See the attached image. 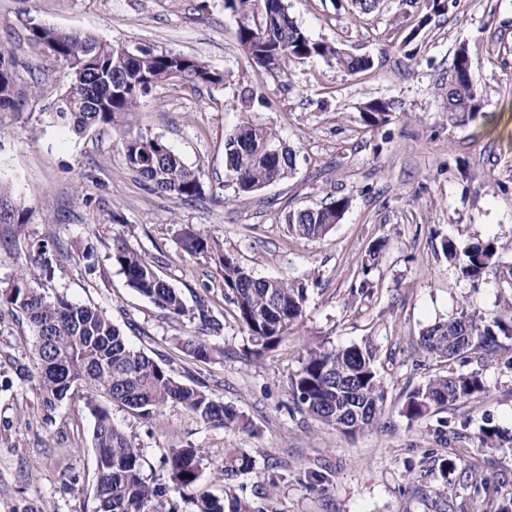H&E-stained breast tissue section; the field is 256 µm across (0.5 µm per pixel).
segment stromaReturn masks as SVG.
Returning a JSON list of instances; mask_svg holds the SVG:
<instances>
[{
    "label": "stroma",
    "instance_id": "1",
    "mask_svg": "<svg viewBox=\"0 0 512 512\" xmlns=\"http://www.w3.org/2000/svg\"><path fill=\"white\" fill-rule=\"evenodd\" d=\"M288 2L312 39L368 56L372 68L350 75L317 57L269 73L241 51L224 0H0V48L16 62L17 86L40 85L23 111L0 110V186L30 216L0 224V284L29 262L34 241L53 242L49 292L100 307L134 349L245 415L247 429H226L179 406L150 419L110 406L113 425L146 459L148 480L162 479L169 449L191 444L204 451L201 487L223 496L224 452L241 448L254 467L233 485L265 512H484L475 482L512 494V439L497 448L478 440L488 423L512 436V339L501 354L463 364L423 352L420 333L460 307L503 314L512 300L492 281L461 278L441 250L446 239L492 238L512 261V0H456L441 15L429 14L426 0H381L367 15L332 0ZM32 21L195 56L223 72L224 84L166 83L138 111L78 133L50 115L67 70L30 39ZM462 47L484 93L475 118L456 125L448 67ZM246 87L248 109L239 101ZM374 99L392 104L386 125L361 117ZM247 122L273 127L296 167L242 197L224 166V140ZM128 131L163 136L200 169L201 196L184 202L150 190L127 164ZM342 196L349 207L327 234L289 233L290 211ZM188 228L218 237L255 277L308 283L303 317L277 347L254 355L215 266L181 249ZM116 236L156 257L187 306L209 302L223 324L205 337L209 361L179 349L195 323L167 316L113 267ZM381 237L374 294L355 298L351 285ZM33 341L23 317H0V512H97L95 419L77 394L44 419ZM366 342L378 352L385 401L376 424L351 436L301 411L289 378L308 348ZM451 371L479 373L486 389L444 411L442 436L435 415L411 420L403 406L426 379ZM447 459L456 472L445 479Z\"/></svg>",
    "mask_w": 512,
    "mask_h": 512
}]
</instances>
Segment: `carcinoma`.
Returning a JSON list of instances; mask_svg holds the SVG:
<instances>
[{
  "label": "carcinoma",
  "instance_id": "carcinoma-1",
  "mask_svg": "<svg viewBox=\"0 0 512 512\" xmlns=\"http://www.w3.org/2000/svg\"><path fill=\"white\" fill-rule=\"evenodd\" d=\"M224 8L234 17L238 44L249 46L251 60L268 72L280 71L288 62L304 63L314 57L333 60L352 74L371 67L367 57L311 39L289 14L288 0H224ZM27 29L31 39L69 71L64 102L54 108V118L77 132L110 125L117 117L136 111L142 99L166 82L180 81L192 88L224 83L223 73L197 57L127 43L125 47L132 55L123 59L118 44L87 32H62L45 26L37 29L33 21ZM451 71L448 118L454 124H464L479 110L482 75L477 67L466 66L458 54L453 57ZM19 107L14 61L1 48L0 108ZM391 115V104L383 100L369 102L362 112L363 121L370 127L387 124ZM123 147L127 164L154 192L183 201L201 195L200 171L185 165L162 137L129 132L123 136ZM295 162L293 149L266 125H244L224 140L225 167L243 197L288 177L295 170ZM348 205L349 199L341 197L318 207L292 211L288 214V231L304 239L319 238L340 222ZM25 223L26 209L0 191V224ZM181 242L187 254L201 256L219 270L224 299L257 345L255 354L275 347L302 319L305 284L254 277L207 230L189 229ZM381 247L380 243L369 247V259L352 285V295L362 299L373 295L376 282L371 272ZM442 252L462 277L479 282L491 273L499 287L512 290V263L499 260L495 240L464 246L446 240ZM35 253L34 266L21 267L0 289V314L22 315L33 328L42 410L49 417L60 402L74 394V385L83 390L85 406L95 418L98 512H173L165 508L167 485L147 481L141 450L112 425L101 401L145 417L168 405H180L203 421L224 428H247L245 416L201 388L180 382L152 357L131 348L124 332L100 308L49 295L43 286L54 275L49 244H36ZM112 265L131 288L172 318L189 315L215 332L222 327L205 299L187 309L178 291L156 273L152 257L121 237L113 240ZM501 336H512V317L479 315L462 307L423 330L420 342L428 354L450 362L472 356L482 360L501 347ZM181 349L195 361L210 358L209 346L196 336L181 342ZM376 361L377 352L369 344L311 348L290 377L293 399L323 424L349 435L362 432L376 421L385 398ZM485 390L477 372L437 375L409 394L405 415L411 420L420 419ZM504 440L499 427L487 424L481 428L483 445L498 447ZM203 453L204 449L192 446L173 448L163 460L168 479L191 492L196 512H262L231 488L222 498L200 489ZM252 469V457L231 448L225 453L219 474L230 481Z\"/></svg>",
  "mask_w": 512,
  "mask_h": 512
}]
</instances>
